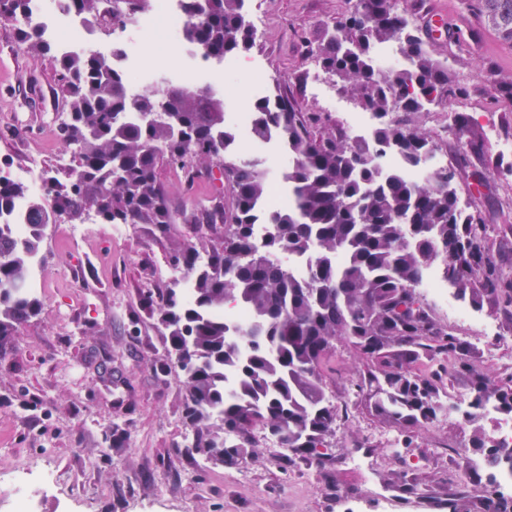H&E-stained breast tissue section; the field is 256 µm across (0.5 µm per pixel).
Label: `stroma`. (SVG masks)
I'll return each instance as SVG.
<instances>
[{
    "label": "stroma",
    "instance_id": "35a3bbf8",
    "mask_svg": "<svg viewBox=\"0 0 512 512\" xmlns=\"http://www.w3.org/2000/svg\"><path fill=\"white\" fill-rule=\"evenodd\" d=\"M348 8L347 0H266L262 38L235 60L244 72L259 64L267 80L247 90L233 80L218 87L225 112L250 111L254 99L277 87L297 111L324 112L323 95L308 89L317 65L311 46ZM429 49L450 60L467 87L463 102L474 129L492 125L512 138V104L495 94L497 82L512 77V47L486 28L463 58L450 59L440 41ZM56 69L55 53L27 52L16 23L0 19V162L9 161L11 171L35 154L47 169L73 160L54 134L67 117ZM446 118V110L433 107L418 125L458 168L461 199L495 230L512 227V155L490 143L484 159L465 155L445 130ZM475 170L485 176L476 194L468 186ZM158 177L175 203L205 202L216 193L215 183L188 181L165 163ZM70 227L63 220L47 229L33 278L38 312L0 355V459L55 471L43 512H438L458 478L457 454H471L475 433H492L484 418L442 417L410 429V447H391L389 438L401 432L354 396L351 382L363 360L340 343L326 381L347 415L323 460L291 461L286 449L258 441L235 466L188 454L193 429L182 412L183 376L167 363L164 329L145 302L154 266L167 261L174 241L189 237L188 228L173 225L159 239L139 227L118 235L94 221L75 237ZM361 449L370 468L353 463ZM379 482L405 492L381 500Z\"/></svg>",
    "mask_w": 512,
    "mask_h": 512
}]
</instances>
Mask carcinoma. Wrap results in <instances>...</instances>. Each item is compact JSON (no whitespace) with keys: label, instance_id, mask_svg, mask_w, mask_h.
Segmentation results:
<instances>
[{"label":"carcinoma","instance_id":"cac0c4a2","mask_svg":"<svg viewBox=\"0 0 512 512\" xmlns=\"http://www.w3.org/2000/svg\"><path fill=\"white\" fill-rule=\"evenodd\" d=\"M461 2L512 44V0ZM243 3L184 0L193 20L187 40L218 61L250 49L255 38ZM29 6L30 0H0V19L25 18ZM69 6L100 31L133 21L150 0H70ZM17 36L31 52L51 51L29 24ZM384 43L397 46L405 68L384 74L376 67L374 53ZM425 44L399 0H354L317 41L322 71L362 109L381 118L400 112L375 127L370 143L319 113L295 111L283 95L253 103V137L274 131L288 145V198L263 218L274 230L261 243L254 224L257 204L269 193L267 173L231 151L235 133L223 101L208 88L173 79L159 92L134 90L112 60L95 51L60 54L58 85L68 116L57 133L76 165L62 178H45L46 192L28 212L27 239L0 223V351L37 312L28 288L31 267L56 212L74 223L95 217L166 235L172 211L158 178L162 160L206 178L216 169L232 191L227 208L219 194L209 206L181 209L194 238L176 243L169 260L192 274L191 297L172 286L147 297L168 331L167 356L185 377L184 415L195 428L189 451L235 465L261 427L292 456L321 459L341 419L323 374L338 340L366 360L354 392L385 421L407 428L447 414L441 392L453 373L469 378L472 406L493 398L511 415L512 378L500 383L476 369L465 345L416 291L436 263L470 305H488L512 321V277H504L491 252L490 225L460 205L455 169L417 181L379 165L385 151L420 162L431 142L413 117L432 101L450 105L464 93L448 62L433 59ZM454 130L467 135L471 154L484 153L465 113H455ZM28 196V185L0 167V215ZM309 250L314 267L308 274L288 269L284 256ZM227 303L254 316L246 354L224 323ZM419 361L426 371L413 369ZM228 372L236 376L231 394L224 390ZM473 447L489 469L512 464L511 452L482 437Z\"/></svg>","mask_w":512,"mask_h":512}]
</instances>
